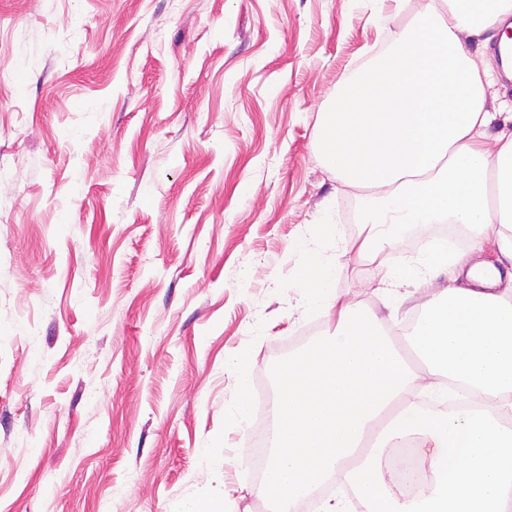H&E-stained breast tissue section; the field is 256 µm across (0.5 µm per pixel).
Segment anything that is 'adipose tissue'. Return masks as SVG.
<instances>
[{"label": "adipose tissue", "instance_id": "adipose-tissue-1", "mask_svg": "<svg viewBox=\"0 0 512 512\" xmlns=\"http://www.w3.org/2000/svg\"><path fill=\"white\" fill-rule=\"evenodd\" d=\"M510 16L512 0H421L322 114L320 154L357 191L364 227L350 240L334 224L325 232L340 256L385 268V299L402 306L407 288L420 299L400 346L387 320L337 291L335 265L309 253L299 312L336 325L289 356L272 415L291 410L329 436L302 455L271 449L273 512H297L330 480L339 495L322 512H350L347 491L363 512H512V273L483 257L492 245L512 262V131L488 140L497 118L489 67L464 47ZM432 224L467 226L468 249L438 238L416 261L388 264L407 231ZM444 271L453 283L441 288L434 279ZM408 439L430 451L428 481L412 494L384 463L386 449Z\"/></svg>", "mask_w": 512, "mask_h": 512}]
</instances>
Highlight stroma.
<instances>
[{
    "mask_svg": "<svg viewBox=\"0 0 512 512\" xmlns=\"http://www.w3.org/2000/svg\"><path fill=\"white\" fill-rule=\"evenodd\" d=\"M419 5L0 0V512H269L234 363L276 394L325 332L311 249L389 317L322 237L361 226L318 128Z\"/></svg>",
    "mask_w": 512,
    "mask_h": 512,
    "instance_id": "obj_1",
    "label": "stroma"
}]
</instances>
